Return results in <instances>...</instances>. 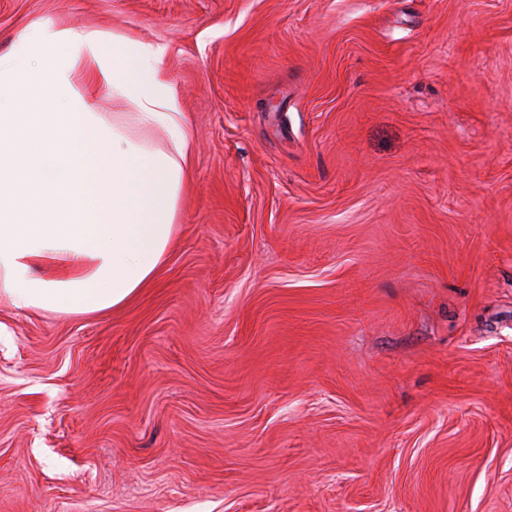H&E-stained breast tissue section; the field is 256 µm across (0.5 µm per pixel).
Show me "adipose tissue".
Segmentation results:
<instances>
[{"mask_svg":"<svg viewBox=\"0 0 512 512\" xmlns=\"http://www.w3.org/2000/svg\"><path fill=\"white\" fill-rule=\"evenodd\" d=\"M165 52L44 19L0 56V303L101 313L166 262L192 131ZM101 90L124 111H99Z\"/></svg>","mask_w":512,"mask_h":512,"instance_id":"ef3b65f1","label":"adipose tissue"}]
</instances>
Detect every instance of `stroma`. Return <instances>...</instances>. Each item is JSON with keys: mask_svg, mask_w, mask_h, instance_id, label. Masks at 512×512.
<instances>
[{"mask_svg": "<svg viewBox=\"0 0 512 512\" xmlns=\"http://www.w3.org/2000/svg\"><path fill=\"white\" fill-rule=\"evenodd\" d=\"M164 45L152 285L0 303V512H512V0H0Z\"/></svg>", "mask_w": 512, "mask_h": 512, "instance_id": "35a3bbf8", "label": "stroma"}]
</instances>
